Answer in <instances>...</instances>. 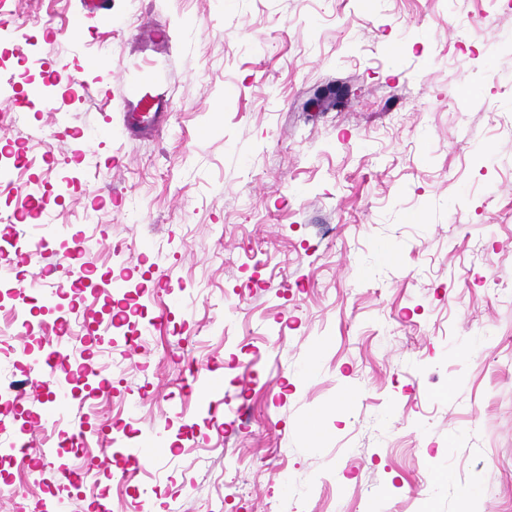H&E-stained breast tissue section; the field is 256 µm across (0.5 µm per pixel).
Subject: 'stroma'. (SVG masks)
<instances>
[{"label":"stroma","mask_w":512,"mask_h":512,"mask_svg":"<svg viewBox=\"0 0 512 512\" xmlns=\"http://www.w3.org/2000/svg\"><path fill=\"white\" fill-rule=\"evenodd\" d=\"M113 3L74 29V0H11L0 29V136L48 202L26 217L0 182V233L45 241L35 267L0 250L6 303L35 347L63 312L97 329L65 350L85 444L0 458V512H144L145 485L164 512H512V9ZM93 58L151 63L163 124L127 133ZM81 267L97 293L44 308ZM20 342L0 341V448L47 432ZM194 368L224 375L203 416ZM117 427L174 445L104 460Z\"/></svg>","instance_id":"35a3bbf8"}]
</instances>
